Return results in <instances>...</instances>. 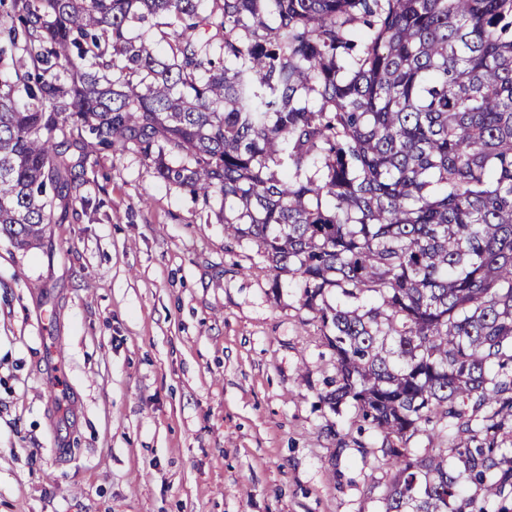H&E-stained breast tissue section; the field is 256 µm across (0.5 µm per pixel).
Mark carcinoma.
Listing matches in <instances>:
<instances>
[{
  "instance_id": "obj_1",
  "label": "carcinoma",
  "mask_w": 512,
  "mask_h": 512,
  "mask_svg": "<svg viewBox=\"0 0 512 512\" xmlns=\"http://www.w3.org/2000/svg\"><path fill=\"white\" fill-rule=\"evenodd\" d=\"M0 7V237L79 219L99 148L239 202L335 355L323 401L386 440L383 512L512 494V0ZM424 425L451 448L413 456Z\"/></svg>"
}]
</instances>
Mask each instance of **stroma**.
Segmentation results:
<instances>
[{"label": "stroma", "instance_id": "stroma-1", "mask_svg": "<svg viewBox=\"0 0 512 512\" xmlns=\"http://www.w3.org/2000/svg\"><path fill=\"white\" fill-rule=\"evenodd\" d=\"M86 177L79 221L0 238V512H382V435L223 197L132 152Z\"/></svg>", "mask_w": 512, "mask_h": 512}]
</instances>
